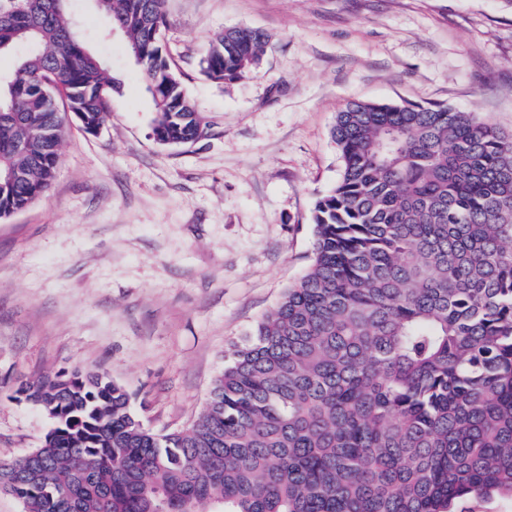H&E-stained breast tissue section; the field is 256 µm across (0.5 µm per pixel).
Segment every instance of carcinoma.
Masks as SVG:
<instances>
[{
	"label": "carcinoma",
	"mask_w": 512,
	"mask_h": 512,
	"mask_svg": "<svg viewBox=\"0 0 512 512\" xmlns=\"http://www.w3.org/2000/svg\"><path fill=\"white\" fill-rule=\"evenodd\" d=\"M70 0H0V220L42 197L68 118L96 133L120 85ZM127 38L164 141L202 119L161 41L165 0H92ZM267 35L235 27L201 69L232 83ZM312 264L234 347L185 431L158 435L93 370L19 389L51 421L0 463L24 512H457L512 496V135L437 104L350 101Z\"/></svg>",
	"instance_id": "cac0c4a2"
}]
</instances>
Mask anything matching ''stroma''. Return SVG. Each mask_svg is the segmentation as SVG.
Listing matches in <instances>:
<instances>
[{
  "mask_svg": "<svg viewBox=\"0 0 512 512\" xmlns=\"http://www.w3.org/2000/svg\"><path fill=\"white\" fill-rule=\"evenodd\" d=\"M162 42L206 134L163 145L122 33L75 0L122 91L104 126H66L55 179L0 221V462L38 448L44 373L101 371L155 433L188 428L224 357L311 263L312 210L339 178L330 130L351 99L439 103L512 133V0H166ZM269 37L216 83L224 29ZM268 36L259 29L235 27L224 30L209 44L201 69L210 80L232 83L255 69Z\"/></svg>",
  "mask_w": 512,
  "mask_h": 512,
  "instance_id": "35a3bbf8",
  "label": "stroma"
}]
</instances>
